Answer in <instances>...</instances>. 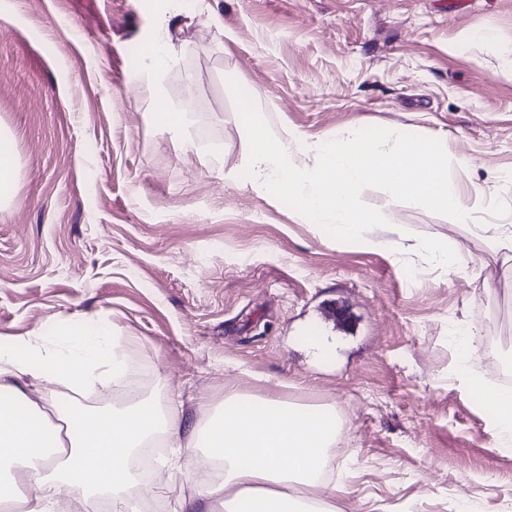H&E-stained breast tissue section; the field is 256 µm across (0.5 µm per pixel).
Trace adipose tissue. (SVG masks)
Segmentation results:
<instances>
[{
    "label": "adipose tissue",
    "mask_w": 512,
    "mask_h": 512,
    "mask_svg": "<svg viewBox=\"0 0 512 512\" xmlns=\"http://www.w3.org/2000/svg\"><path fill=\"white\" fill-rule=\"evenodd\" d=\"M160 15L155 34L144 45L147 77L159 82L173 61ZM463 372L487 407L503 448L512 447V389L485 387L474 374L481 354L476 333L457 327ZM68 349L51 355L32 349L27 356H0V503L18 501L20 512H52L63 491L108 500L112 512H141L135 454L156 437L171 447L191 449L186 471L198 462L217 469L216 478L195 485L178 498L181 512L221 502L224 512H326L324 505L345 485L328 480L331 450L340 431L334 407L316 412L284 400L231 392L222 404L204 408L203 420L181 418L137 392L111 411L72 409L52 416L29 399L18 383L36 380L80 388L123 379L126 360L116 354L105 332L77 326Z\"/></svg>",
    "instance_id": "obj_1"
}]
</instances>
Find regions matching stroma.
I'll list each match as a JSON object with an SVG mask.
<instances>
[{"label":"stroma","instance_id":"obj_1","mask_svg":"<svg viewBox=\"0 0 512 512\" xmlns=\"http://www.w3.org/2000/svg\"><path fill=\"white\" fill-rule=\"evenodd\" d=\"M168 5L175 59L156 93L147 0H0L17 169L0 346L49 350L80 324L137 360L144 396L189 416L229 390L334 406V512H512V451L451 335L465 322L512 353V259L474 232L512 225V0ZM231 78L278 137L377 126L446 142L474 224L368 188L389 224L367 250L226 181L247 157ZM164 105L187 128H160ZM446 240L459 272L429 249ZM333 303L348 322L326 317Z\"/></svg>","mask_w":512,"mask_h":512}]
</instances>
